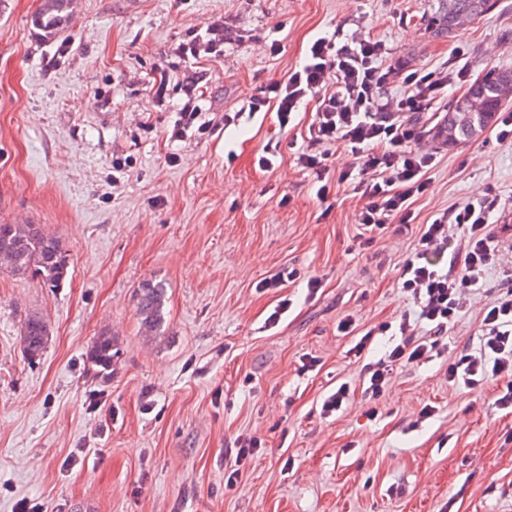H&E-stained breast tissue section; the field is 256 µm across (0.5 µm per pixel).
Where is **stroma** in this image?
Listing matches in <instances>:
<instances>
[{"instance_id": "obj_1", "label": "stroma", "mask_w": 512, "mask_h": 512, "mask_svg": "<svg viewBox=\"0 0 512 512\" xmlns=\"http://www.w3.org/2000/svg\"><path fill=\"white\" fill-rule=\"evenodd\" d=\"M42 3L0 0V224L35 219L70 265L57 288L0 273V512L22 500L40 512H512V409L496 403L506 384L445 377L478 347L481 310L512 269V140L488 129L451 148L432 136L435 115H419L437 163L416 219L365 234L363 199L337 181L351 154L332 147L324 199L298 162L317 100L284 128L275 110L248 109L317 38L342 33L382 41L396 68L512 70V0L444 37L431 25L438 0H71L50 37L33 22ZM214 23L222 54L184 55ZM195 84L206 131L172 139ZM267 148L270 171L258 166ZM488 190L501 199V252L449 352L398 369L368 399L361 380L395 338L352 348L414 312L398 268L421 224ZM285 268L298 279L261 287ZM147 280L167 297L151 338L136 313ZM35 313L50 336L32 363L20 332ZM106 329L116 357L103 376L85 352ZM344 382L348 404L322 418ZM427 404L436 415L410 427ZM241 437L261 448L239 465Z\"/></svg>"}]
</instances>
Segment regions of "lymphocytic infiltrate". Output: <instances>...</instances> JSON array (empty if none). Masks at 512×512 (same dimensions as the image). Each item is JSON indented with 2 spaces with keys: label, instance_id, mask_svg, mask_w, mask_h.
<instances>
[{
  "label": "lymphocytic infiltrate",
  "instance_id": "1",
  "mask_svg": "<svg viewBox=\"0 0 512 512\" xmlns=\"http://www.w3.org/2000/svg\"><path fill=\"white\" fill-rule=\"evenodd\" d=\"M385 46L381 41L348 39L336 44L316 39L305 63L266 87L267 94L255 97L251 111L276 104L280 125H288L292 112L306 97L318 100L308 135L313 144H340L358 158L357 170H345L340 182L351 183L365 204L358 222L364 231L385 229L393 221L413 220L409 201L429 187L428 173L435 152L423 144L415 117L434 111L448 85L466 82V67H441L421 73L383 66ZM404 91L386 94L390 82ZM497 195L485 193L478 203L439 214L419 230L418 247L400 268L398 283L416 302L414 315H401L397 325L401 337L377 368L369 370L362 385L365 395L377 398L391 381L394 366L411 365L441 355L446 349L440 336L454 326L468 296L480 286L486 266L501 248L489 229V219L498 209ZM465 234L464 248L442 270L434 256L448 239L449 225ZM431 327L428 336L415 337L413 322ZM449 383L468 389L506 380L507 391L499 398L502 408L512 407V272L505 277L504 291L497 302L482 310L478 348L451 363Z\"/></svg>",
  "mask_w": 512,
  "mask_h": 512
}]
</instances>
